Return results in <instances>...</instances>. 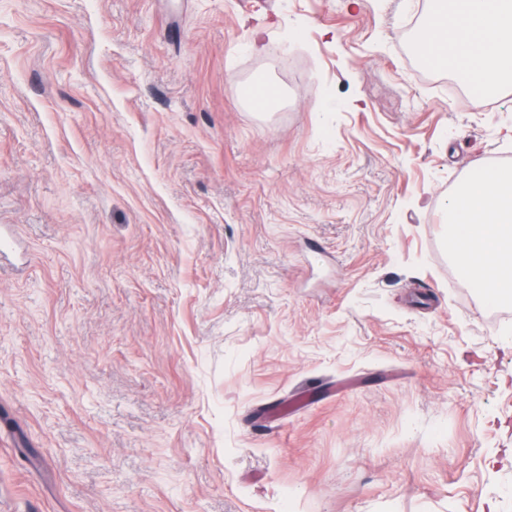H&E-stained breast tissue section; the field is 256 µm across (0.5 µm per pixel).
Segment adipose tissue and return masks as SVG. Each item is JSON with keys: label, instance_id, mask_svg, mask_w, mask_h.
Instances as JSON below:
<instances>
[{"label": "adipose tissue", "instance_id": "ef3b65f1", "mask_svg": "<svg viewBox=\"0 0 512 512\" xmlns=\"http://www.w3.org/2000/svg\"><path fill=\"white\" fill-rule=\"evenodd\" d=\"M423 61L462 83L512 90V0H426ZM450 248L462 279L490 304L512 302V170H483L448 200Z\"/></svg>", "mask_w": 512, "mask_h": 512}]
</instances>
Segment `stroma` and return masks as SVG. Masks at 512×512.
<instances>
[{
  "mask_svg": "<svg viewBox=\"0 0 512 512\" xmlns=\"http://www.w3.org/2000/svg\"><path fill=\"white\" fill-rule=\"evenodd\" d=\"M424 8L0 0V512H512V304L444 215L512 96Z\"/></svg>",
  "mask_w": 512,
  "mask_h": 512,
  "instance_id": "stroma-1",
  "label": "stroma"
}]
</instances>
